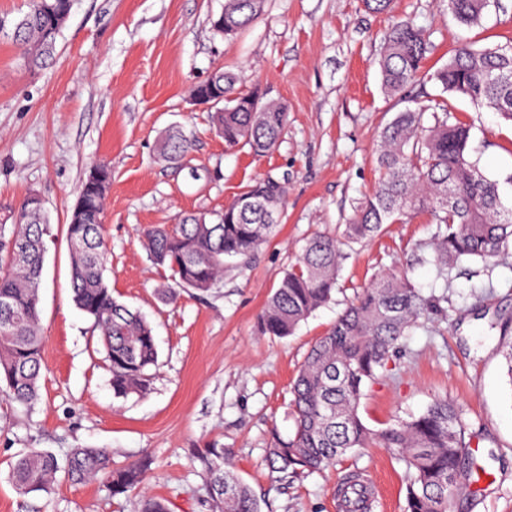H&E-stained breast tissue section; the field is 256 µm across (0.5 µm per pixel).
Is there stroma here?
I'll return each mask as SVG.
<instances>
[{
	"label": "stroma",
	"mask_w": 512,
	"mask_h": 512,
	"mask_svg": "<svg viewBox=\"0 0 512 512\" xmlns=\"http://www.w3.org/2000/svg\"><path fill=\"white\" fill-rule=\"evenodd\" d=\"M222 0H75L55 64L28 72L0 38V204L42 198L52 218L41 291L44 370L40 397L24 406L0 395V512H134V498L99 482L60 481L54 492L23 497L9 475L28 448L65 455L108 448L114 463L151 461L144 490L170 512H210L197 459L216 447L232 454L261 512H337L334 490L348 469L370 475L374 512H405L406 466L384 448H363L335 465L285 482L265 462L270 429L292 435L291 386L310 346L357 290L381 271L406 274L433 303L411 336L365 390L359 414L381 429L445 397L464 411L475 470L453 512H512V380L501 326L512 327V272L462 262L450 285L436 278V227L422 214L384 225L342 264V292L293 336L261 335L257 317L306 238L337 234L357 199L372 192L370 162L381 129L406 102L381 89L378 58L393 19L414 17L439 67L459 42L512 45V0H496L481 25L459 26L444 0H394L374 13L362 0H266L264 13L232 39L214 35L209 15ZM237 72L238 90L261 87L288 108V131L267 154L229 150L190 89L216 67ZM410 99L447 101L472 126L480 169L499 180L512 204V124L468 99L443 96L429 78ZM409 99V100H410ZM195 136L194 180L159 159L172 126ZM112 169L107 196V263L112 295L153 326L158 359L145 395L115 396L92 322L74 304L67 212L91 165ZM285 182L284 213L270 242L244 270L225 271L205 293L165 303L167 274L139 232L177 214L222 210L257 177Z\"/></svg>",
	"instance_id": "obj_1"
}]
</instances>
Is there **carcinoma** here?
Here are the masks:
<instances>
[{
    "instance_id": "carcinoma-1",
    "label": "carcinoma",
    "mask_w": 512,
    "mask_h": 512,
    "mask_svg": "<svg viewBox=\"0 0 512 512\" xmlns=\"http://www.w3.org/2000/svg\"><path fill=\"white\" fill-rule=\"evenodd\" d=\"M266 0H224L211 15L213 31L237 36L263 13ZM74 0H25L20 16L0 17V36L19 50L28 70L53 63L57 39ZM489 0H448L457 23L481 22ZM429 46L411 17L394 22L383 36L378 60L381 86L391 98H404L422 74ZM441 92L462 95L477 107L494 110L512 122V47L476 48L461 43L446 64L431 74ZM238 74L217 68L190 91L196 97H224V111L212 112L216 132L229 149L249 147L256 155L272 150L288 127V110L280 101L236 88ZM423 112L404 110L379 133L375 158L379 173L374 190L355 202L342 232L344 244L366 243L385 224L427 213L433 217L436 278L448 287L452 271L464 260L479 259L489 270L500 266L512 241V207H506L499 182L486 177L473 159L471 126L434 116L424 126ZM194 140L171 129L158 142L160 157L184 166ZM112 169L99 163L82 181L66 224L71 247V286L76 307L98 332L118 397L142 395L148 371L157 362L150 322L118 301L104 278L105 211ZM286 186L272 176L248 185L220 212L178 215L171 225L143 228L150 258L171 272L175 289L206 292L224 277L227 265H248L274 235L282 215ZM10 223L0 224V387L20 404L39 399L43 359L40 285L45 237L50 218L37 195L19 206H4ZM13 241L25 242L18 255ZM344 260L335 238L317 234L305 241L269 296L258 319L263 335L288 337L319 308L333 300ZM430 304L405 275L383 271L337 317L311 346L292 384L291 407L296 429L289 437L272 429L266 462L286 479L312 474L361 448H385L409 471L406 512H449L470 471L467 426L456 404L438 399L419 415L381 429L368 427L359 415L364 388L373 383L396 353L404 336L419 326ZM212 512H261L258 499L240 479L228 453L208 448L199 455ZM151 462L143 457L126 465L112 462L109 448H73L65 458L31 448L17 456L10 480L21 496L49 495L57 476L79 484L98 481L114 495L141 489ZM341 512H372L370 485L357 471L339 490ZM137 512H169L167 502L141 496Z\"/></svg>"
}]
</instances>
